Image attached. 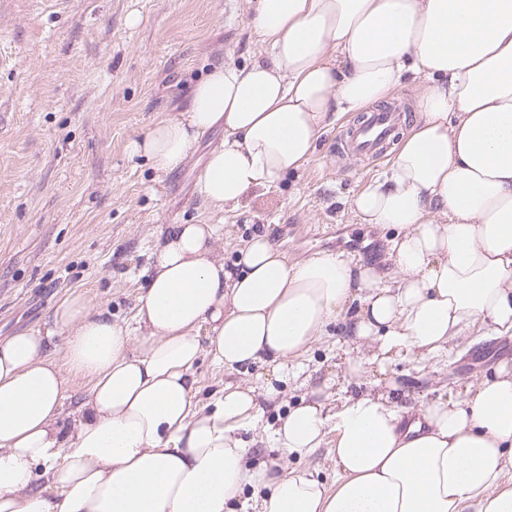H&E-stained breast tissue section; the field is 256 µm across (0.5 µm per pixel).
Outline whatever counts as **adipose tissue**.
<instances>
[{"mask_svg": "<svg viewBox=\"0 0 512 512\" xmlns=\"http://www.w3.org/2000/svg\"><path fill=\"white\" fill-rule=\"evenodd\" d=\"M249 25L265 57L214 67L131 152L167 174L223 128L199 191L236 207L299 175L342 116L420 82L389 169L351 202L358 223L395 228L398 278L326 252L289 263L265 233L228 266L217 225H168L134 327L76 292L45 333L0 341V512H236L247 490L256 512H512V363L413 419L392 390L346 395L333 413L313 390L269 437L303 456L333 434L332 488L251 465L240 434L260 419L254 387H224L206 408L194 376L208 355L285 379L337 320L380 340L347 358L349 382L475 325L512 334V0H252ZM70 377L86 393L67 424Z\"/></svg>", "mask_w": 512, "mask_h": 512, "instance_id": "obj_1", "label": "adipose tissue"}]
</instances>
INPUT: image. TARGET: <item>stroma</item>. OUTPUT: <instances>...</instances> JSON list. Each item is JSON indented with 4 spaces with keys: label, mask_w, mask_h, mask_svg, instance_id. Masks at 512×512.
I'll use <instances>...</instances> for the list:
<instances>
[{
    "label": "stroma",
    "mask_w": 512,
    "mask_h": 512,
    "mask_svg": "<svg viewBox=\"0 0 512 512\" xmlns=\"http://www.w3.org/2000/svg\"><path fill=\"white\" fill-rule=\"evenodd\" d=\"M139 23L127 24L129 15ZM251 0H0V339L43 329L74 291L121 324H132L156 236L169 224H217L224 262L244 239L269 233L289 263L332 252L394 275L393 229L359 224L349 203L390 159L338 154L342 117L322 137L299 177L257 190L240 207L218 209L197 184L223 129L205 134L176 171L157 175L132 154V140L177 117L197 79L218 65L242 66L266 46L248 24ZM341 324L303 357L305 382L279 383L263 421L279 424L307 387L332 380L338 404L345 353ZM512 361V337L475 326L447 351L391 362L386 380L405 405L438 402ZM198 396L227 385H263L248 373L200 359Z\"/></svg>",
    "instance_id": "1"
}]
</instances>
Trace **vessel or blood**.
Listing matches in <instances>:
<instances>
[{"label":"vessel or blood","instance_id":"1","mask_svg":"<svg viewBox=\"0 0 512 512\" xmlns=\"http://www.w3.org/2000/svg\"><path fill=\"white\" fill-rule=\"evenodd\" d=\"M402 121V112L392 107L366 113L341 135V146L344 152L355 157L381 155L394 138Z\"/></svg>","mask_w":512,"mask_h":512}]
</instances>
